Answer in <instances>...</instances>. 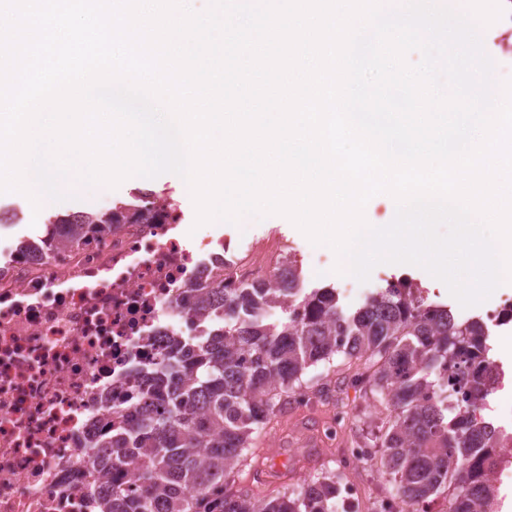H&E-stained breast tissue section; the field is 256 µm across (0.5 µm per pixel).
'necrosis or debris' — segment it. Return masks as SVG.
Returning <instances> with one entry per match:
<instances>
[{"label": "necrosis or debris", "mask_w": 512, "mask_h": 512, "mask_svg": "<svg viewBox=\"0 0 512 512\" xmlns=\"http://www.w3.org/2000/svg\"><path fill=\"white\" fill-rule=\"evenodd\" d=\"M155 208L156 223L130 216L75 242L62 226L28 251L25 235H0V512H90L107 481L136 488L133 466L94 467L88 440L169 337L197 334L186 285L269 281L281 267L220 229L187 239L178 204Z\"/></svg>", "instance_id": "4bbe7bcc"}]
</instances>
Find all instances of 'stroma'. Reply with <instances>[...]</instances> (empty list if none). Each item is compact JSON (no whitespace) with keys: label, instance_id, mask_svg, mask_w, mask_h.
<instances>
[{"label":"stroma","instance_id":"35a3bbf8","mask_svg":"<svg viewBox=\"0 0 512 512\" xmlns=\"http://www.w3.org/2000/svg\"><path fill=\"white\" fill-rule=\"evenodd\" d=\"M143 186L165 194L187 212L195 210L193 202L187 200L180 187L167 176L153 179L131 176L113 189L43 205L35 223L26 225L24 231L33 237L42 235L50 215L86 210L105 211L111 208L113 199L128 196L132 190ZM224 233L234 239L246 238L248 242L263 245L272 252L291 253L308 285H331L339 289L344 286V276L335 272L336 266L341 263L335 251L323 244H312L283 216L272 215L247 226L228 222L224 225ZM404 277L420 282L429 300L452 304L458 316L481 312L477 305L464 308L455 304L442 281L410 264L382 263L375 266L369 280L361 283L359 292L351 295L343 293L341 300L348 308H359L367 295L383 285L384 281ZM338 399V404L334 406L315 400L292 404L286 413L264 424L255 444L243 452L235 476L237 486H249L256 482L260 487L283 492L297 490L303 481L320 478L335 470L336 455L347 440L354 436H370L389 419V407L384 397H375L360 388L349 386L339 394Z\"/></svg>","mask_w":512,"mask_h":512}]
</instances>
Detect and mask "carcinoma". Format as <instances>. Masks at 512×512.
<instances>
[{
  "label": "carcinoma",
  "instance_id": "carcinoma-1",
  "mask_svg": "<svg viewBox=\"0 0 512 512\" xmlns=\"http://www.w3.org/2000/svg\"><path fill=\"white\" fill-rule=\"evenodd\" d=\"M122 218L117 210L80 211L54 223L72 225L77 236L85 224L110 232ZM198 310L220 326L169 338L144 373L138 419L115 411L110 432L92 437L102 449L97 465L141 471L133 491L115 483L97 491L101 512H356L351 502L337 505L342 476L334 472L289 495L226 491L259 425L288 408L307 368L339 353L370 362L339 384L381 395L393 408V420L363 447L380 449L395 498L429 503L451 486L447 512H496L490 475L512 433L476 417L494 390L482 318L455 317L407 278L350 313L335 288H305L292 260L272 282L208 290Z\"/></svg>",
  "mask_w": 512,
  "mask_h": 512
}]
</instances>
